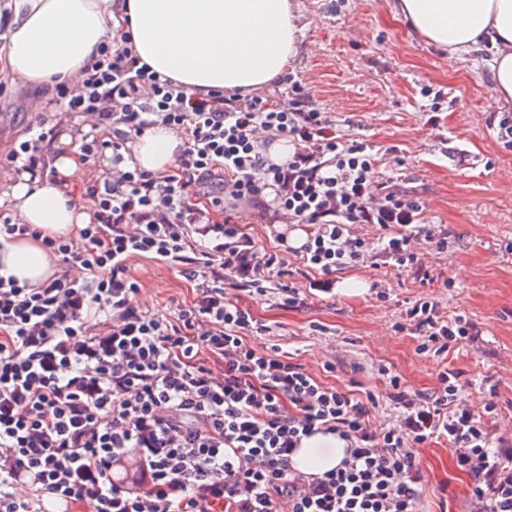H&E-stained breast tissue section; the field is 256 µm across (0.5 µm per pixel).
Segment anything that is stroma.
<instances>
[{
	"label": "stroma",
	"instance_id": "1",
	"mask_svg": "<svg viewBox=\"0 0 512 512\" xmlns=\"http://www.w3.org/2000/svg\"><path fill=\"white\" fill-rule=\"evenodd\" d=\"M300 15L301 47L287 71L327 112L336 134L372 144L382 173L396 172L401 188L424 205L429 224L448 228V250L426 245L430 280L421 283L385 266H360L336 276L340 292L287 308L244 297L254 315L272 329L262 345L277 344L296 362L340 390L353 382L385 390L380 367L397 372L412 391H429L443 367L476 382L471 403L482 409L495 398L498 429L512 431V146L498 136L487 54L478 50L451 58L410 32L391 12V0H294ZM46 87L18 80L0 83V155L42 115ZM136 275L142 300L166 317L195 298L193 283L166 266L140 260ZM453 287H444L445 279ZM388 283L390 297L378 301L374 280ZM358 284L361 292L345 295ZM423 296L442 313L466 315L480 324L476 342L450 350L446 358L417 354V338L394 326ZM325 333H318V326ZM334 372H326V363ZM421 502L425 512H466L471 480L447 444L425 448Z\"/></svg>",
	"mask_w": 512,
	"mask_h": 512
}]
</instances>
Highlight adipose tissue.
<instances>
[{
	"instance_id": "obj_1",
	"label": "adipose tissue",
	"mask_w": 512,
	"mask_h": 512,
	"mask_svg": "<svg viewBox=\"0 0 512 512\" xmlns=\"http://www.w3.org/2000/svg\"><path fill=\"white\" fill-rule=\"evenodd\" d=\"M8 42L0 74L40 86L76 78L100 42L123 29L142 62L203 97L212 91L249 94L283 74L300 50L301 27L292 0H0ZM409 29L449 55L484 49L495 99L512 105V0H393ZM180 138L159 126L130 146L125 168L162 175L172 169ZM52 160L56 178L20 174L0 192L18 223L48 235L75 232L91 219L71 177L81 164L69 136ZM59 260L39 240L0 247V274L38 285L57 274ZM332 436L305 439L298 469L321 474L344 457Z\"/></svg>"
}]
</instances>
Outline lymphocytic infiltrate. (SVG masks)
Instances as JSON below:
<instances>
[{"label": "lymphocytic infiltrate", "instance_id": "f902f5d3", "mask_svg": "<svg viewBox=\"0 0 512 512\" xmlns=\"http://www.w3.org/2000/svg\"><path fill=\"white\" fill-rule=\"evenodd\" d=\"M275 84L289 86L288 104L195 97L113 39L78 82H56L52 105L95 118L83 161L107 155L113 168L88 182L94 211L77 234L45 236L0 214L1 239H40L79 270L36 286L0 274V512H422L419 450L433 442L448 443L473 481L467 512H512V438L497 432V402L469 405L459 371L442 368L435 390L418 393L384 367V394L361 395L278 345L255 346L271 330L238 294L297 308L369 259L417 276L427 272L418 241L448 249L419 199L379 180L367 144L336 137L301 84ZM156 125L182 140L174 169H123L128 143ZM56 133L14 144L7 168L44 173L41 145ZM280 140L290 151L277 162ZM245 207L310 226L293 251L308 283H283L286 259L243 232ZM142 258L194 282V301L164 318L142 308L132 271ZM396 328L413 330L429 357L479 334L428 297ZM382 403L395 425L373 422ZM319 433L346 455L323 474L301 472L293 456Z\"/></svg>", "mask_w": 512, "mask_h": 512}]
</instances>
